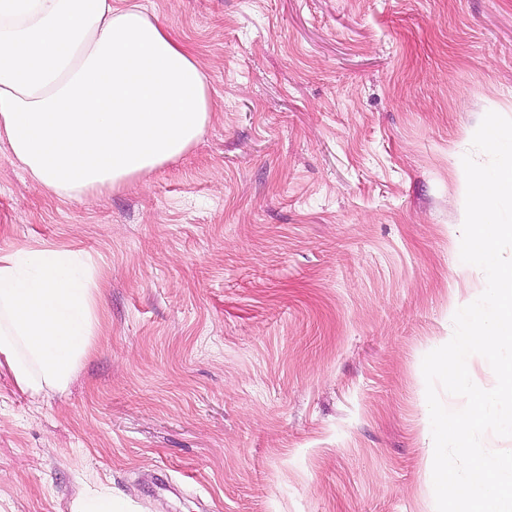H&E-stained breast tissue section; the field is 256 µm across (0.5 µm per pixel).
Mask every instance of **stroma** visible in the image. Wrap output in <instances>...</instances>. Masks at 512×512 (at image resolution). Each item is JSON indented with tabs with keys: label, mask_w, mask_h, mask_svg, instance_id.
Returning a JSON list of instances; mask_svg holds the SVG:
<instances>
[{
	"label": "stroma",
	"mask_w": 512,
	"mask_h": 512,
	"mask_svg": "<svg viewBox=\"0 0 512 512\" xmlns=\"http://www.w3.org/2000/svg\"><path fill=\"white\" fill-rule=\"evenodd\" d=\"M216 111L94 201L0 143V254L77 249L65 391L0 369V512H436L422 361L486 288L462 158L512 118V0H143Z\"/></svg>",
	"instance_id": "obj_1"
}]
</instances>
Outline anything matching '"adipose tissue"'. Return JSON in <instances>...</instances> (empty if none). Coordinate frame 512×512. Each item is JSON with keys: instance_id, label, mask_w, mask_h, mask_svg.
<instances>
[{"instance_id": "ef3b65f1", "label": "adipose tissue", "mask_w": 512, "mask_h": 512, "mask_svg": "<svg viewBox=\"0 0 512 512\" xmlns=\"http://www.w3.org/2000/svg\"><path fill=\"white\" fill-rule=\"evenodd\" d=\"M215 104L197 59L139 0H0V141L35 188L93 199L183 155ZM75 251L0 255V367L65 390L94 334Z\"/></svg>"}]
</instances>
